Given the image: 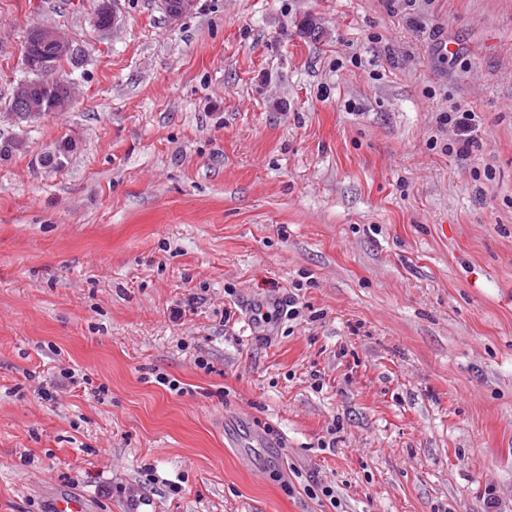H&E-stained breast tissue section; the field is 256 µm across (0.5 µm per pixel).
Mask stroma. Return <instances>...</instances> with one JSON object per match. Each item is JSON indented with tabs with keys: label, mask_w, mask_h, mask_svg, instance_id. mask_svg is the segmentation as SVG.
<instances>
[{
	"label": "stroma",
	"mask_w": 512,
	"mask_h": 512,
	"mask_svg": "<svg viewBox=\"0 0 512 512\" xmlns=\"http://www.w3.org/2000/svg\"><path fill=\"white\" fill-rule=\"evenodd\" d=\"M99 3L0 0V512H512V0ZM42 43L40 54H51L46 57L36 58L33 56V49ZM78 48L73 44L69 36L56 28L49 26L33 27L29 29L25 44V61L27 68L37 77L22 81L15 89L14 97L28 102L24 109H13L12 111L19 118H29L42 114L43 112H58L65 110L72 98L73 88L67 82L54 79L55 74L65 59L75 58ZM40 84L44 95L36 101H28L32 83ZM12 100L14 108L15 98ZM475 115L470 109H466L461 104L454 105L450 111L440 113L438 123L440 125H450L457 130L473 132L471 130Z\"/></svg>",
	"instance_id": "1"
}]
</instances>
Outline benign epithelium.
Masks as SVG:
<instances>
[{"mask_svg": "<svg viewBox=\"0 0 512 512\" xmlns=\"http://www.w3.org/2000/svg\"><path fill=\"white\" fill-rule=\"evenodd\" d=\"M197 4V0H162V5L173 21L179 20L184 14L191 12ZM100 16L95 19L96 25L103 31L113 28L115 17L109 7V0H102L99 8ZM48 43L53 46L54 52L46 57L36 58L33 49ZM78 54V48L73 44L69 36L56 28L49 26L33 27L29 29L25 44V61L29 71L36 78L25 80L18 84L14 97L27 102L23 109H16L14 113L20 118H29L43 112H58L66 109L71 101L73 88L67 82L52 78L61 64L67 58H74ZM39 84L44 90V95L36 101L29 100L30 87Z\"/></svg>", "mask_w": 512, "mask_h": 512, "instance_id": "7a95c632", "label": "benign epithelium"}]
</instances>
